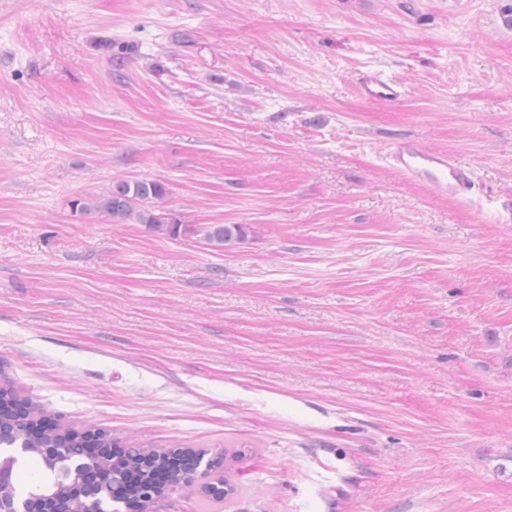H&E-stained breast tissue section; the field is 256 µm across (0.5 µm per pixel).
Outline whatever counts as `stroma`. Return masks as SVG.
<instances>
[{
	"instance_id": "35a3bbf8",
	"label": "stroma",
	"mask_w": 512,
	"mask_h": 512,
	"mask_svg": "<svg viewBox=\"0 0 512 512\" xmlns=\"http://www.w3.org/2000/svg\"><path fill=\"white\" fill-rule=\"evenodd\" d=\"M118 178L194 233L73 213ZM0 382L222 453L146 512H512V0H0ZM359 94L377 103H394L404 93V86L394 77L383 71L369 72L359 79ZM386 159L405 180L422 184L439 197L468 199L474 188L470 167L407 137L392 143ZM198 232L208 245L219 249L241 243L247 237V227L243 224H209ZM170 451L173 457H177L182 454H192L197 458V464L189 484L195 486L199 493L213 501H224L234 489L232 480L224 475V470L220 471L222 462L220 456L214 455L205 460L206 454L197 451L193 448H169L165 449Z\"/></svg>"
}]
</instances>
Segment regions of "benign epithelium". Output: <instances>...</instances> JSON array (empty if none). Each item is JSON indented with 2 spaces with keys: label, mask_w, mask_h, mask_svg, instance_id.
Returning a JSON list of instances; mask_svg holds the SVG:
<instances>
[{
  "label": "benign epithelium",
  "mask_w": 512,
  "mask_h": 512,
  "mask_svg": "<svg viewBox=\"0 0 512 512\" xmlns=\"http://www.w3.org/2000/svg\"><path fill=\"white\" fill-rule=\"evenodd\" d=\"M172 456L192 454L197 464L190 479L199 493L213 501H222L234 489L232 480L221 471L218 455L205 457V453L193 448H172ZM41 458L43 469L50 482L40 481L22 489L17 483L20 461L28 456ZM96 461L74 458L62 450L35 448L28 433L0 421V512H57V496L70 492L86 504L81 512H100L103 493L88 478Z\"/></svg>",
  "instance_id": "obj_1"
}]
</instances>
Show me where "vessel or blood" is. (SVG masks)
Masks as SVG:
<instances>
[{
  "mask_svg": "<svg viewBox=\"0 0 512 512\" xmlns=\"http://www.w3.org/2000/svg\"><path fill=\"white\" fill-rule=\"evenodd\" d=\"M359 94L377 103H393L404 93L403 85L382 71L363 75ZM389 165L405 180L425 186L432 194L455 199L468 198L474 188V173L447 153L426 148L404 137L392 143L387 154Z\"/></svg>",
  "mask_w": 512,
  "mask_h": 512,
  "instance_id": "1",
  "label": "vessel or blood"
}]
</instances>
